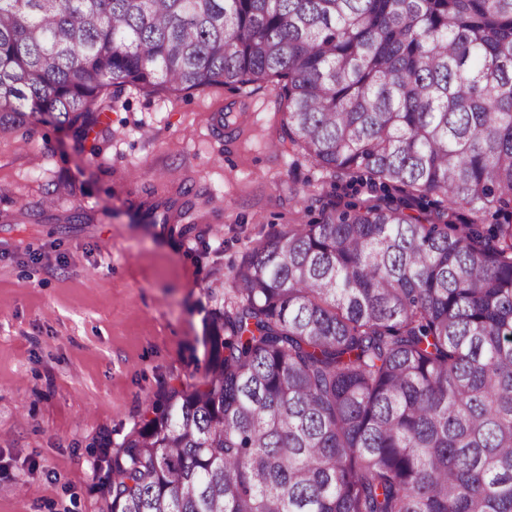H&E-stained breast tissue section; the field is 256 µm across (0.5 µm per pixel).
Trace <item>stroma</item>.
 <instances>
[{
  "mask_svg": "<svg viewBox=\"0 0 512 512\" xmlns=\"http://www.w3.org/2000/svg\"><path fill=\"white\" fill-rule=\"evenodd\" d=\"M284 121L267 83L128 86L85 140L34 118L0 130V512H105L101 439L203 380L209 314L249 249L371 197L314 166ZM185 183L184 223L132 208Z\"/></svg>",
  "mask_w": 512,
  "mask_h": 512,
  "instance_id": "obj_1",
  "label": "stroma"
}]
</instances>
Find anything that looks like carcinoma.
<instances>
[{"instance_id":"carcinoma-1","label":"carcinoma","mask_w":512,"mask_h":512,"mask_svg":"<svg viewBox=\"0 0 512 512\" xmlns=\"http://www.w3.org/2000/svg\"><path fill=\"white\" fill-rule=\"evenodd\" d=\"M277 80L359 208L257 242L108 512H512V0H0V128Z\"/></svg>"}]
</instances>
